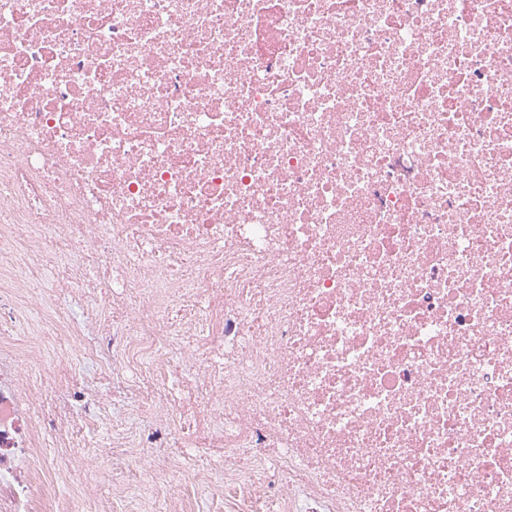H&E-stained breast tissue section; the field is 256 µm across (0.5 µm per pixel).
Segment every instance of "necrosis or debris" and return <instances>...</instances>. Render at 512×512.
Returning a JSON list of instances; mask_svg holds the SVG:
<instances>
[{
    "label": "necrosis or debris",
    "instance_id": "4bbe7bcc",
    "mask_svg": "<svg viewBox=\"0 0 512 512\" xmlns=\"http://www.w3.org/2000/svg\"><path fill=\"white\" fill-rule=\"evenodd\" d=\"M55 346L226 512H512V0H0V512Z\"/></svg>",
    "mask_w": 512,
    "mask_h": 512
}]
</instances>
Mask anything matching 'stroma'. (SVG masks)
Instances as JSON below:
<instances>
[{
  "instance_id": "35a3bbf8",
  "label": "stroma",
  "mask_w": 512,
  "mask_h": 512,
  "mask_svg": "<svg viewBox=\"0 0 512 512\" xmlns=\"http://www.w3.org/2000/svg\"><path fill=\"white\" fill-rule=\"evenodd\" d=\"M93 377L99 380L98 392L101 396L94 429L73 431L71 445L67 448L57 447L55 433H48L45 437L43 451L57 461L59 468L47 475L54 485V492L44 500L43 512H59L63 503L81 491L80 485L61 477V469L75 466L91 479L101 465L108 466L110 470L108 495L112 512H143L139 494L128 482L130 470L141 467V460L127 455L125 449L105 447L104 442L117 421H128L133 432L140 435L147 434L149 427L125 401L113 400L112 375L99 373L98 369L83 363L73 352L51 349L44 355V366L37 384L50 402L59 407L63 404L62 394ZM161 454L170 462L168 481L171 492L184 501L186 512H224L223 487L207 481L213 466V456L209 450H200L188 464L184 463L178 449L165 448Z\"/></svg>"
}]
</instances>
